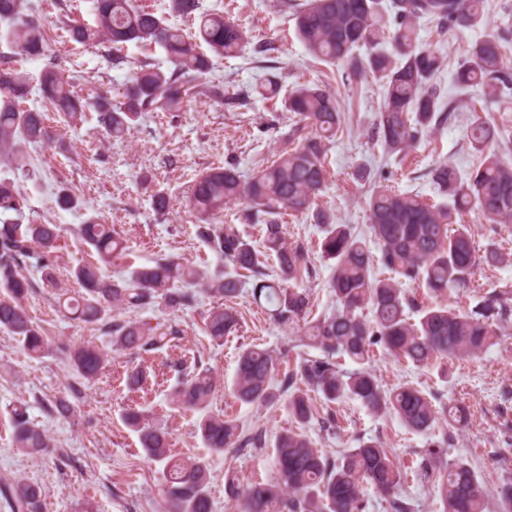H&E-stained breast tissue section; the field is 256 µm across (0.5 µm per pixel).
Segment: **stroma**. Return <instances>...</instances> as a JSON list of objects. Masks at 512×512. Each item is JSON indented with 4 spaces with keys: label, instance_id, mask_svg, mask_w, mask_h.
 Returning a JSON list of instances; mask_svg holds the SVG:
<instances>
[{
    "label": "stroma",
    "instance_id": "1",
    "mask_svg": "<svg viewBox=\"0 0 512 512\" xmlns=\"http://www.w3.org/2000/svg\"><path fill=\"white\" fill-rule=\"evenodd\" d=\"M36 2L48 31L50 52L75 90L89 98L101 92L119 98L129 70L106 69L99 49L71 42L60 23L65 15L76 20L88 18L89 0ZM202 4L223 11L225 18L246 32L251 44H272L268 59L280 68L283 94L296 85L317 82L327 84L339 99L346 113L345 131L328 152L327 188L319 201L333 223L350 225L364 237L369 234L365 205L368 185L355 179L357 169H367L372 179L402 192L430 198L434 188L429 171L435 164L449 161L463 172L471 168L474 158L466 134L474 114L468 107L452 112L406 160L386 156L371 134L382 100L380 88L364 77L346 83L348 69L344 66H309L293 12L282 8L280 0H202ZM507 22L512 23V0H486L478 26L443 36L435 23H421L418 33L422 47L437 50L445 59L435 81L446 99L461 97L455 71L472 42L496 34ZM265 76L250 48L236 57L213 59L211 71L199 81L179 116L146 113L121 141L105 137L91 117L77 126L67 125L46 106L39 91H32L23 105L44 111L57 143L28 146L33 158L29 170L17 171L0 164V179L22 186L30 219L62 226L56 262L65 287L74 285L71 269L95 257L76 235L79 224L89 218L114 225L128 243L127 255L105 266L106 275L125 277L131 268L153 264L161 257L187 260L211 273L223 270V256L197 235L199 219L188 205V195L194 181L208 168L232 162L248 176L263 160L289 149L292 121L281 99L266 100L253 92ZM214 81L222 83L229 95L250 91L248 105L226 108L208 91ZM63 186L77 194L78 208L64 211L56 206L55 194ZM158 190L166 191L169 197L168 215H157L152 208L151 196ZM283 222L288 241L303 245L307 264L314 270L305 281L313 292L314 314L331 311L336 302L328 282L334 267L321 257L323 226L312 216L301 214L284 215ZM507 284L512 285V265L483 266L476 270L469 287L452 292L449 301L469 309ZM251 291V279H244L231 301L240 315V327L220 345L202 330L203 317L215 303L213 297L196 294L190 307L178 311L157 307L141 310L138 320L175 326L178 334L170 347L139 358L111 350L108 336L64 316L43 289L28 295L26 310L47 330L52 344L43 358L33 359L16 337L0 329V487L17 476L38 483L47 490L44 512H82L87 504L95 512H162L158 489L163 465L144 455L136 434L122 420L124 409L135 406L168 428L173 453L208 457L213 510L234 512L224 493L225 470L234 469L245 484L271 479L270 447L281 432L294 425L284 407L262 408L235 398L232 380L239 352L250 346L273 351L277 358L274 377L278 380L300 358L317 355L316 349L301 346L298 329L276 324L257 306ZM82 342L108 350L109 356L98 380L80 385L82 400L78 418L73 421L51 412L50 406L77 383L69 368L68 350ZM182 357L198 361L214 374L217 390L211 411L236 418L244 429L263 430L266 450L258 453L250 448H231L224 455L209 456L197 434L198 413L169 403V394L179 379L173 363ZM140 361L155 370L145 394L131 392L125 383L127 370ZM370 365L383 389L409 381L430 393L435 406L453 400L468 405L469 423L449 431L450 439L443 448L447 459L469 463L489 491L512 479V322L505 326L499 344L476 358L443 359L417 367L378 347ZM311 399L315 415L303 432L323 453L334 455L356 447L358 440L378 439L404 466L415 468L434 440L433 435L407 430L393 415H374L356 400L347 398L329 406L319 394H312ZM22 404L30 421L54 438L56 446L48 454L23 455L13 447L12 410ZM329 411L336 416L332 429L322 424Z\"/></svg>",
    "mask_w": 512,
    "mask_h": 512
}]
</instances>
